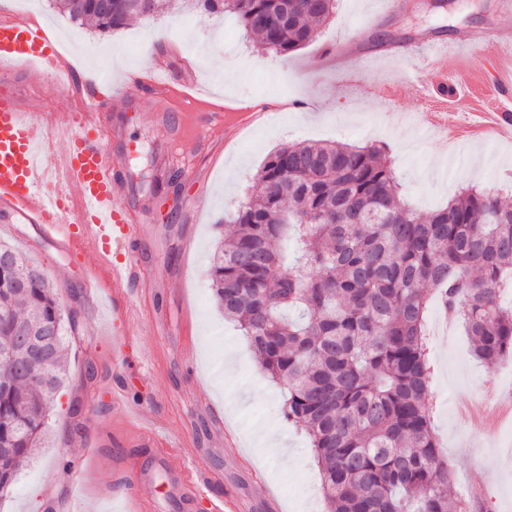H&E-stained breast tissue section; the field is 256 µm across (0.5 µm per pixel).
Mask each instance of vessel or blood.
<instances>
[{"label":"vessel or blood","instance_id":"b4317fda","mask_svg":"<svg viewBox=\"0 0 512 512\" xmlns=\"http://www.w3.org/2000/svg\"><path fill=\"white\" fill-rule=\"evenodd\" d=\"M465 56L466 67L441 70L438 84H431L423 71H416L405 84L414 97H431L430 112L440 120L463 115L479 125L512 134V27L492 26L463 33L455 41ZM439 41L415 42L410 47L393 44L388 55L411 50L418 60L439 53ZM69 68L45 30L17 18H0V72L31 69L57 77ZM153 76L142 91L148 95L173 92L169 69L156 63ZM71 106L47 118L26 112L15 96L0 98V204L21 219L44 225L78 257L95 256L112 277L114 296L139 287L143 272L134 244L139 225L115 202L112 186L118 173L106 143V128L100 119L108 101L96 82L75 86ZM178 124L194 137L214 131L232 136L236 128L222 110L212 105L179 107ZM67 138L68 146L55 168H48L40 150L50 137ZM76 188V198L49 191L53 181ZM202 483L201 476L184 469L172 480V494L183 508H190ZM124 497L136 501L139 512H150L155 498L146 496L147 478L137 466H127L116 478ZM209 512H246L233 489L210 499Z\"/></svg>","mask_w":512,"mask_h":512}]
</instances>
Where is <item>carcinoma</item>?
Instances as JSON below:
<instances>
[{"mask_svg": "<svg viewBox=\"0 0 512 512\" xmlns=\"http://www.w3.org/2000/svg\"><path fill=\"white\" fill-rule=\"evenodd\" d=\"M186 10L237 15L284 58L311 43L336 0H53L81 26L111 34L135 18ZM213 255L209 275L224 319L286 387L283 412L305 432L327 512H450L453 469L432 432L431 371L422 336L432 292L461 318L474 354L492 366L512 354V206L468 189L425 219L401 198L379 145L293 143L269 154ZM293 240L298 257L277 245ZM0 347L17 324L59 330L45 380L0 354V494L38 448L67 372L76 331L58 286L0 244Z\"/></svg>", "mask_w": 512, "mask_h": 512, "instance_id": "cac0c4a2", "label": "carcinoma"}]
</instances>
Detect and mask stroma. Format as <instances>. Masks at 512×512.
I'll list each match as a JSON object with an SVG mask.
<instances>
[{
    "label": "stroma",
    "mask_w": 512,
    "mask_h": 512,
    "mask_svg": "<svg viewBox=\"0 0 512 512\" xmlns=\"http://www.w3.org/2000/svg\"><path fill=\"white\" fill-rule=\"evenodd\" d=\"M411 3L406 14L391 16L385 0H337L315 40L284 60L256 51L231 14L175 10L101 34L74 25L48 0H26L30 19L74 64L75 80L96 79L103 95L110 96L112 83L150 78L153 60L163 53L174 78L192 73L200 99L231 108L257 100L266 107L258 117L240 118L233 138L210 147L185 143L203 175L184 182L177 198L134 196L124 180L115 185L118 204L141 226L146 272L162 278L127 295V338L147 351L143 365H123L112 356V289L95 258L72 257L39 225L19 223L0 207V242L47 273L78 321L68 339L60 404L40 448L0 500V512H126L114 479L130 462L152 477L162 512H181L166 505L168 474L188 466L194 454L252 512H326L309 442L283 414V390L212 298L210 257L221 236L217 222L230 219L245 200L266 155L288 143L386 146L404 200L423 216L474 183L512 204V140L469 134L453 123L432 127L427 101L409 91L388 99L330 71L328 48L358 29L375 49L379 32L402 43H449L466 28L512 25V16H499L495 0H453L441 22L430 19L421 0ZM3 90L18 93L34 113L56 111L69 96L68 88L35 71L0 80ZM176 107L173 98L148 101L139 92L112 98L104 123L135 146L125 155L113 151L119 172L133 175L143 165L152 175L164 174L168 148L178 138ZM193 195L204 199L195 212L186 208ZM426 344L432 427L453 466L464 512H512V356L487 368L459 323L436 304L427 316ZM120 383L158 422L159 446L139 442L113 405L112 389ZM63 458L69 471L59 466ZM261 482L270 495L262 502L255 495Z\"/></svg>",
    "instance_id": "obj_1"
}]
</instances>
